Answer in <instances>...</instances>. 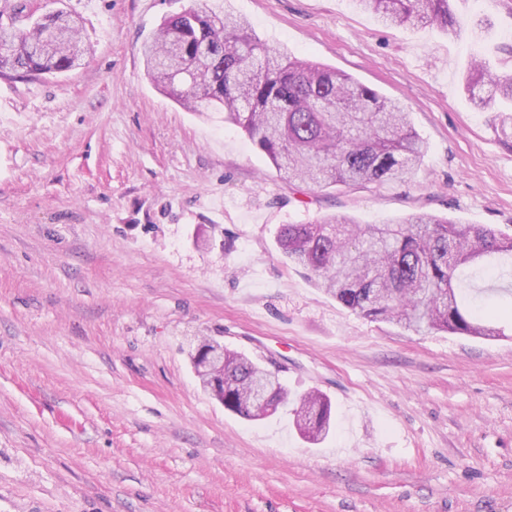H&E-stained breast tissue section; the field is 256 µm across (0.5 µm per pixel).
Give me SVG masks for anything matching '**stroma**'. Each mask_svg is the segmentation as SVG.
<instances>
[{"mask_svg":"<svg viewBox=\"0 0 512 512\" xmlns=\"http://www.w3.org/2000/svg\"><path fill=\"white\" fill-rule=\"evenodd\" d=\"M230 6L270 49L407 107L426 144L402 183L280 179L223 115L146 77L141 44L190 7ZM79 16L69 72L0 77V512H512V278L474 279L504 335L375 322L289 263L285 224L431 214L512 234V148L464 88L512 75V0L456 23H379L352 0H33ZM214 338L292 396L326 395L306 442L204 393ZM316 408V414L311 419L312 428L316 432L309 435L303 432L304 436L312 443H319L324 440L331 428V404L330 401L319 393H308L294 401L292 413L299 417L303 412Z\"/></svg>","mask_w":512,"mask_h":512,"instance_id":"stroma-1","label":"stroma"}]
</instances>
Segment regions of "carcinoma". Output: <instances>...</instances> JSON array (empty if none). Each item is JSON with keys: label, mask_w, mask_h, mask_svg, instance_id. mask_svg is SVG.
Masks as SVG:
<instances>
[{"label": "carcinoma", "mask_w": 512, "mask_h": 512, "mask_svg": "<svg viewBox=\"0 0 512 512\" xmlns=\"http://www.w3.org/2000/svg\"><path fill=\"white\" fill-rule=\"evenodd\" d=\"M383 24L412 28L454 25L450 0H355ZM18 28L0 22V77L28 79L71 70L85 49L78 22L54 11L35 14ZM147 76L191 112L224 113L245 131L280 176L318 188L405 182L420 164L425 144L409 112L348 75L269 49L245 18L228 9L191 7L164 18L141 47ZM490 85L488 96L473 93ZM466 88L474 107L493 112L499 140L512 148V75L472 63ZM293 263L307 269L337 302L374 321H396L421 332L495 337L478 309L462 302L460 271L483 268L489 258L512 255V235L481 224L411 216L359 224L334 215L314 224H284L276 238ZM260 367L224 352V408L252 420L246 405ZM271 410L286 405L281 378L270 382ZM314 409L312 443L331 428L330 401L308 393L294 401L299 416Z\"/></svg>", "instance_id": "carcinoma-1"}]
</instances>
